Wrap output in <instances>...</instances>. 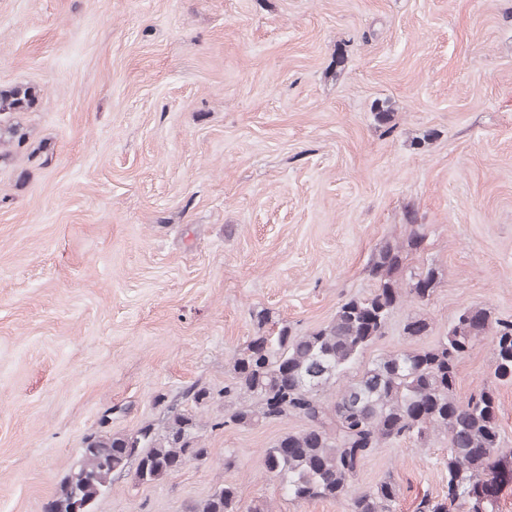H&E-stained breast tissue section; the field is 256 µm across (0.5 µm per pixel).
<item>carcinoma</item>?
I'll use <instances>...</instances> for the list:
<instances>
[{
  "label": "carcinoma",
  "instance_id": "cac0c4a2",
  "mask_svg": "<svg viewBox=\"0 0 512 512\" xmlns=\"http://www.w3.org/2000/svg\"><path fill=\"white\" fill-rule=\"evenodd\" d=\"M42 95L40 87L28 83L0 89V158L25 138L16 116L33 109ZM423 238V225L408 224L402 242L376 251L367 265L373 291L345 300L325 326L302 336L286 325L274 334L263 331L233 357L232 378L221 394L234 408L214 427L299 421V430L281 436L262 457L265 472L279 480L287 500L298 505L336 501L345 512H395L400 489L393 477L356 494L349 493L351 482L375 449L397 440L425 447L443 434L448 437V495L423 498L418 512H454L456 506L463 512H499L496 498H468L473 481L512 471V450L501 444L495 392L484 387L464 402L456 398L457 367L488 328V311L473 315L460 309L435 347L390 352L336 388L365 350L386 334L392 311L406 298L422 300L411 288L414 279H424L428 293L434 292L431 267L402 277L404 252L418 249ZM493 359L494 377L511 383L512 320L497 322ZM206 454L195 417L174 402L156 429L86 437L52 500V512H73L78 501L94 505L133 461L138 482L151 484ZM190 512L272 510L243 504L237 488L223 484L191 505Z\"/></svg>",
  "mask_w": 512,
  "mask_h": 512
}]
</instances>
